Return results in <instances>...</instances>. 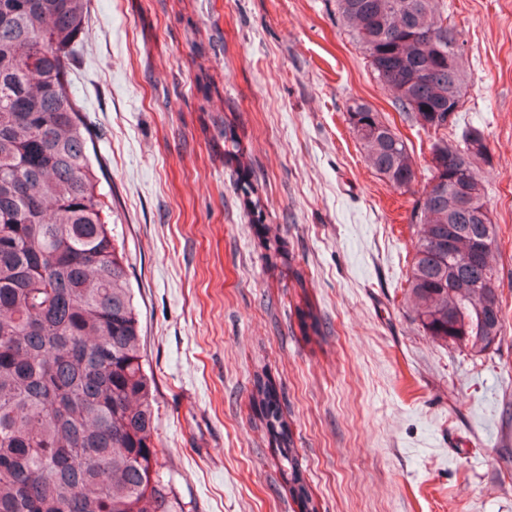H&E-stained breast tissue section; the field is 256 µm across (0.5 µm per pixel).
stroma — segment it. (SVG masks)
I'll return each instance as SVG.
<instances>
[{
    "instance_id": "stroma-1",
    "label": "stroma",
    "mask_w": 512,
    "mask_h": 512,
    "mask_svg": "<svg viewBox=\"0 0 512 512\" xmlns=\"http://www.w3.org/2000/svg\"><path fill=\"white\" fill-rule=\"evenodd\" d=\"M445 4L466 73L447 135L482 130L498 227L503 328L479 356L415 319L417 195L371 168L347 108L379 112L422 180L430 139L375 79L336 0H91L70 79L128 259L158 455L189 512H297L252 401L259 376L317 512H512V0ZM228 130L262 217L225 162ZM269 236L288 263L268 261Z\"/></svg>"
}]
</instances>
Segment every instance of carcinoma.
I'll use <instances>...</instances> for the list:
<instances>
[{
    "instance_id": "obj_1",
    "label": "carcinoma",
    "mask_w": 512,
    "mask_h": 512,
    "mask_svg": "<svg viewBox=\"0 0 512 512\" xmlns=\"http://www.w3.org/2000/svg\"><path fill=\"white\" fill-rule=\"evenodd\" d=\"M91 0H0V512H186L155 445L152 382L144 369L127 260L109 228L88 151L92 141L67 78ZM442 0H336L380 83L431 143V176L416 201L421 224L407 293L423 331L481 355L501 334L502 298L491 256L474 268L469 238L487 225L484 194L448 210L458 161L486 155L482 131L438 136L448 106L463 105V43L445 28L429 40L388 41L411 17L441 24ZM373 169L394 189L418 181L407 143L368 104L346 112ZM457 230L453 252L448 225ZM268 434L288 462V492L317 512L288 423L260 383Z\"/></svg>"
}]
</instances>
